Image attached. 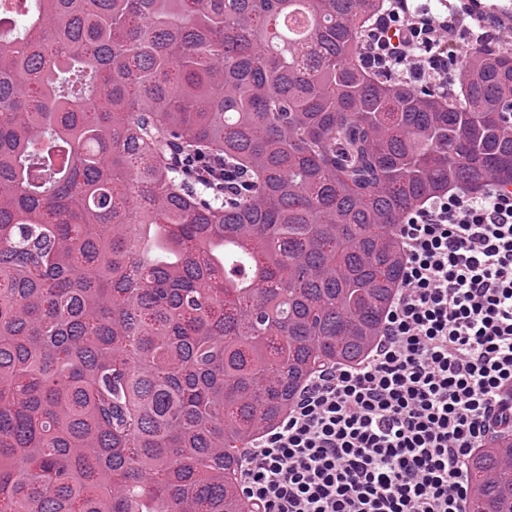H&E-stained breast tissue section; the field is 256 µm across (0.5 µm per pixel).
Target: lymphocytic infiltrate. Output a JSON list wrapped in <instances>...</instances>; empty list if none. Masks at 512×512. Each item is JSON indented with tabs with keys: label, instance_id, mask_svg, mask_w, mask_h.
<instances>
[{
	"label": "lymphocytic infiltrate",
	"instance_id": "lymphocytic-infiltrate-1",
	"mask_svg": "<svg viewBox=\"0 0 512 512\" xmlns=\"http://www.w3.org/2000/svg\"><path fill=\"white\" fill-rule=\"evenodd\" d=\"M388 2L367 56L447 90L469 30ZM396 234L403 277L374 349L321 370L246 449L247 512H464L469 460L512 429V186L435 197Z\"/></svg>",
	"mask_w": 512,
	"mask_h": 512
}]
</instances>
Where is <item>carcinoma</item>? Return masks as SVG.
Returning a JSON list of instances; mask_svg holds the SVG:
<instances>
[{
	"mask_svg": "<svg viewBox=\"0 0 512 512\" xmlns=\"http://www.w3.org/2000/svg\"><path fill=\"white\" fill-rule=\"evenodd\" d=\"M383 7L0 0V512H246L244 448L373 348L394 226L512 185V51L417 87L364 60ZM508 439L465 512H512Z\"/></svg>",
	"mask_w": 512,
	"mask_h": 512,
	"instance_id": "1",
	"label": "carcinoma"
}]
</instances>
